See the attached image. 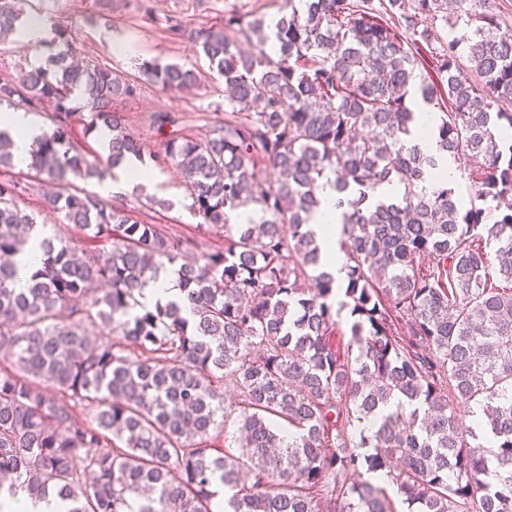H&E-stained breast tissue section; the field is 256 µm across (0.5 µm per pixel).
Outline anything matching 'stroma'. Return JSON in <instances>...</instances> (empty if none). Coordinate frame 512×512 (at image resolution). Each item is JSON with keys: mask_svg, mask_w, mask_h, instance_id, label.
<instances>
[{"mask_svg": "<svg viewBox=\"0 0 512 512\" xmlns=\"http://www.w3.org/2000/svg\"><path fill=\"white\" fill-rule=\"evenodd\" d=\"M35 11L47 24L67 28L84 60L110 68L122 75L136 74V61L120 51L116 39L133 34L142 44L140 58L161 63H179L205 74L198 87L184 92H167L142 83L139 96L119 105L125 124L134 135L146 139L150 151L160 152L168 130L152 126L155 114L177 118V128L186 136L201 137L224 123L222 83L208 79L209 64L189 36L201 26H218L224 21V9L233 3L244 12L267 17L278 16L283 0H31ZM181 24L186 36L171 38L168 28ZM54 46L43 42L30 44L22 39L0 43V78L17 77L30 68L34 59H48ZM139 58V59H140ZM145 176L122 197L121 202L136 210L142 222L155 224L176 237H195L208 246L223 245L222 230H199L195 218L185 209L186 198L180 174L175 169L160 170L145 161ZM18 179L28 187L20 201L22 208L38 213L46 233H54L63 217L45 201L48 189L44 178L27 168L1 169L0 179Z\"/></svg>", "mask_w": 512, "mask_h": 512, "instance_id": "35a3bbf8", "label": "stroma"}]
</instances>
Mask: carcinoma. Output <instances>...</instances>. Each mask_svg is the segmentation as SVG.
<instances>
[{
  "instance_id": "obj_1",
  "label": "carcinoma",
  "mask_w": 512,
  "mask_h": 512,
  "mask_svg": "<svg viewBox=\"0 0 512 512\" xmlns=\"http://www.w3.org/2000/svg\"><path fill=\"white\" fill-rule=\"evenodd\" d=\"M27 2L0 0L1 43L32 22ZM284 9L271 26L232 3L223 25L190 32L224 82V126L172 134L152 160L179 169L199 226L224 229L207 251L72 184L143 161L116 110L140 82L185 90L201 73L145 60L130 79L78 61L56 27L45 64L0 82V102L51 109L27 166L84 231L33 238L27 186L0 180V512L51 492L65 512H214L218 484L223 512H398L391 484L415 512H512V35L495 0ZM438 19L471 36L433 37ZM425 59L436 79L419 82ZM412 93L445 108L439 158L408 141ZM77 96L103 162L70 142ZM461 152L474 196L505 205L491 224L455 187L424 186ZM12 166L0 130V168ZM331 174L342 284L310 226ZM385 183L402 195L374 199ZM35 245L19 291L16 258ZM168 271L179 299L147 305ZM100 324L112 335L96 337ZM461 406L482 410L496 451ZM232 416L238 435L218 448Z\"/></svg>"
}]
</instances>
